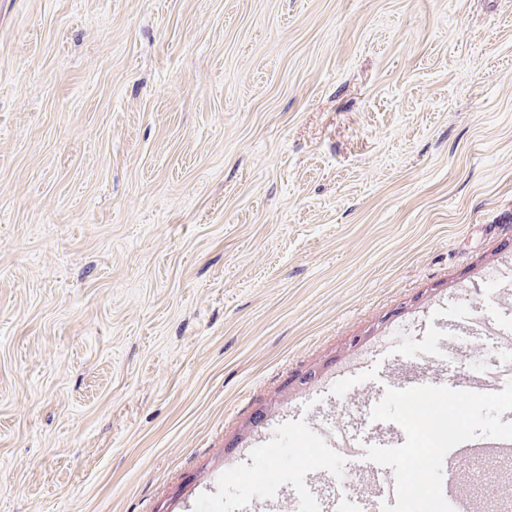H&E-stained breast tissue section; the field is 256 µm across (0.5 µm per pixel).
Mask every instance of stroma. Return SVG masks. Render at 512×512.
Returning <instances> with one entry per match:
<instances>
[{
  "label": "stroma",
  "mask_w": 512,
  "mask_h": 512,
  "mask_svg": "<svg viewBox=\"0 0 512 512\" xmlns=\"http://www.w3.org/2000/svg\"><path fill=\"white\" fill-rule=\"evenodd\" d=\"M509 249L512 0H0V512L305 487L352 338L472 373Z\"/></svg>",
  "instance_id": "stroma-1"
}]
</instances>
